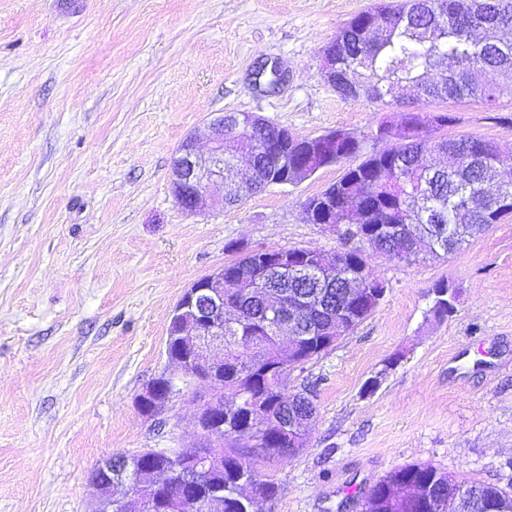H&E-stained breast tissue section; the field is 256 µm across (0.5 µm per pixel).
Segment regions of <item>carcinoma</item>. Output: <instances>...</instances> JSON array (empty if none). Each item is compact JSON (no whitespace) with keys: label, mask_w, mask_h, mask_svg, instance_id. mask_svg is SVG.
Masks as SVG:
<instances>
[{"label":"carcinoma","mask_w":512,"mask_h":512,"mask_svg":"<svg viewBox=\"0 0 512 512\" xmlns=\"http://www.w3.org/2000/svg\"><path fill=\"white\" fill-rule=\"evenodd\" d=\"M512 32V0H377L369 10L360 12L336 34V93L344 99L363 98L370 103H400L398 93L414 99L421 97L458 102L473 100L486 110L497 108L509 88L497 83L495 75L512 69V39L501 36ZM414 130L382 122L370 137L350 134L351 149L338 153L327 165L344 166L343 175L317 194L336 200L338 224H398L393 262L414 263L426 256H446L463 247L471 238L497 223L499 195L512 197V160L501 156L490 139L461 136L458 144L469 150L460 166H441L436 157L448 154V138L430 137L429 129L455 121L448 113L408 116ZM386 141L387 148H366L367 139ZM288 163L305 167L311 173L320 170L321 161L309 149L294 145L288 151ZM284 163L271 157L259 169L252 186H264L280 180ZM336 272L324 276L320 287L305 288L299 281L281 289L286 297L299 293H331L325 286L356 270L363 254L357 244L343 240ZM253 260L249 252L225 264L234 287L224 289V298L240 304L245 337L239 376L224 389L238 394V409L224 419V441L233 442L248 434L264 441L267 434L250 418L248 403L264 406V412L286 421L302 411L298 393H287L276 372L262 373L261 356L275 354L277 343L262 331L252 332L257 311L242 303L245 287L253 285L247 266ZM150 457L152 463L171 473L174 486L183 482L181 454L163 451L140 452L129 459L112 458L113 474L125 475L137 482L143 497L153 496L150 484L138 478L137 464ZM244 483H252L267 498L274 497L278 485L264 478L244 451L229 445L224 461L212 464L204 491L215 487L224 496V512H249L239 496ZM448 488V472L430 464H412L397 469L373 486L365 496L371 512H434L429 503L415 496ZM474 512L497 504L500 512H512V500H497V486L471 483Z\"/></svg>","instance_id":"obj_1"}]
</instances>
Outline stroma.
Masks as SVG:
<instances>
[{
	"label": "stroma",
	"instance_id": "stroma-1",
	"mask_svg": "<svg viewBox=\"0 0 512 512\" xmlns=\"http://www.w3.org/2000/svg\"><path fill=\"white\" fill-rule=\"evenodd\" d=\"M375 0H0V512H92L95 466L115 455L194 447L203 383L177 384L156 416L137 398L172 373L183 293L259 249L334 255L337 234L303 204L332 165L241 205L189 213L171 185L186 136L200 154L218 112H253L298 137L400 123L395 106L345 100L322 52ZM288 74L254 85L258 62ZM512 158V96L497 111L420 99ZM381 305L288 377L316 384L306 444L254 452L276 482L262 512H359L385 475L431 464L512 488V214L462 250L416 264L370 258ZM457 290L432 311L431 290Z\"/></svg>",
	"mask_w": 512,
	"mask_h": 512
}]
</instances>
